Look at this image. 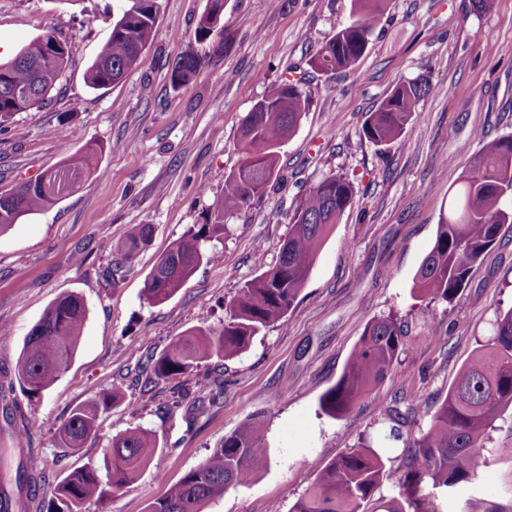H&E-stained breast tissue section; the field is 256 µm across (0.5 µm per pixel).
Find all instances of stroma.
I'll return each instance as SVG.
<instances>
[{
  "label": "stroma",
  "instance_id": "obj_1",
  "mask_svg": "<svg viewBox=\"0 0 512 512\" xmlns=\"http://www.w3.org/2000/svg\"><path fill=\"white\" fill-rule=\"evenodd\" d=\"M125 0H0V63L47 30L62 34L67 66L44 103L0 117V192L34 181L67 156L94 148L91 169L56 205L0 235V439L30 430L40 478L28 512H38L74 469L101 464L112 437L136 427L156 440L152 460L105 506L82 512H148L248 415L266 421L268 459L246 488L227 490L202 512H290L317 467L369 437L385 460L379 489L396 496L401 472L386 409L443 402L461 367L484 342L496 310L512 308V226L475 266L452 301L424 297L416 273L437 224L483 140L512 134V0L479 11L475 0H387L363 57L329 76L316 50L345 26L353 0H224V49L194 37L208 0H161L146 65L92 89L88 67L109 39ZM193 51L203 65L173 88L171 67ZM289 65L299 66L310 104L278 150V180L251 207L226 218L215 261L202 263L169 300L149 304L145 279L190 227L202 223L224 179L239 166L242 125ZM427 78L419 121L389 144L362 133L369 112L402 82ZM486 137V138H487ZM345 176L354 200L322 243L286 316L231 359L201 360L192 374L154 379L149 359L191 331L214 329L244 283L275 264L303 193ZM152 228L131 269L106 282L111 242L136 225ZM86 306L79 346L62 377L25 397L16 366L31 328L61 295ZM396 317L407 345L391 374L342 420L319 408L367 323ZM224 382L196 408L197 382ZM98 433L79 453L58 427L104 393ZM487 462L453 491L424 486L436 512H512V409L489 431Z\"/></svg>",
  "mask_w": 512,
  "mask_h": 512
}]
</instances>
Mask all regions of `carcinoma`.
<instances>
[{
	"label": "carcinoma",
	"instance_id": "carcinoma-1",
	"mask_svg": "<svg viewBox=\"0 0 512 512\" xmlns=\"http://www.w3.org/2000/svg\"><path fill=\"white\" fill-rule=\"evenodd\" d=\"M385 0H354L352 19L323 44L311 59L312 67L336 74L353 67L365 53L369 36L383 12ZM224 0L210 6L195 30L205 42L223 34L211 25L223 13ZM159 0H126L125 11L108 42L87 71L94 89L119 83L126 72L146 62V49L154 39ZM67 50L51 32L31 42L8 64L0 63V115L21 112L14 97L18 89H31L33 100H43L64 70ZM203 58L194 52L182 55L171 71L176 88L198 73ZM433 91L426 78L397 85L378 108L369 113L364 137L386 145L418 118V102ZM309 94L299 80L285 78L260 100L242 128L240 166L224 180V192L203 217L159 259L146 282L148 303L159 304L178 292L197 267L208 261L223 242L224 215L248 207L266 192L276 177L277 149L290 137L307 111ZM68 178L57 181V170L38 180L0 194V233L20 219L56 204L73 187L85 159L73 155L64 161ZM353 188L341 175L329 176L311 186L294 209L288 235L277 262L258 261L262 272L239 289L225 306L224 324L218 330H195L172 342L156 359L152 374L161 379L193 371L198 359H229L245 352L264 328L282 319L293 307L310 274L316 254L330 229L352 205ZM512 224V135L486 143L471 161L451 196L448 214L437 224L435 241L424 258L416 285L432 300L453 301L468 284L482 255L496 243L501 228ZM151 234L139 224L112 247L113 259L105 277L116 280L133 263ZM86 308L74 293L57 298L27 336L17 363L21 390L29 399L50 388L67 370L77 348ZM404 349L401 325L388 316L370 321L354 347L336 383L319 397L321 411L334 419L350 414L386 379ZM117 398L112 393L91 406H80L58 429L63 447L73 452L96 435L99 408ZM512 405V309L496 317L486 341L463 365L448 395L430 416L426 429L403 434L407 417L386 412L395 424L392 437L401 442L404 481L399 497L376 496L385 464L379 453L359 443L323 464L313 484L291 512H436L422 494V484L453 489L477 477L488 430L501 411ZM264 422L250 416L167 494L150 505L149 512H201V505L233 487H246L264 465L268 448ZM156 441L143 429L112 437L103 465L84 466L70 472L54 489L46 512H81L85 502L102 501L107 488L116 492L133 482L154 456ZM37 482L36 470L18 465L15 472H0V504L10 494L19 498Z\"/></svg>",
	"mask_w": 512,
	"mask_h": 512
}]
</instances>
